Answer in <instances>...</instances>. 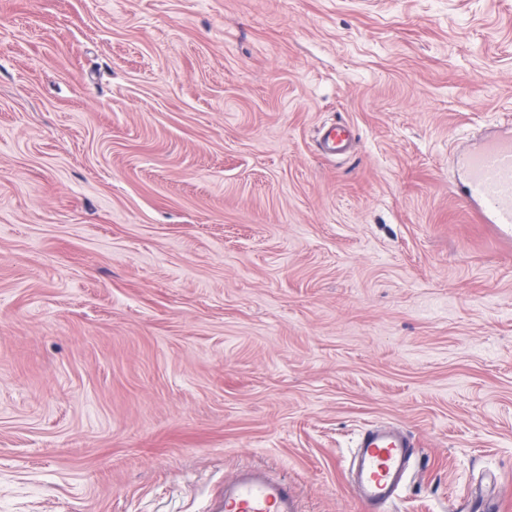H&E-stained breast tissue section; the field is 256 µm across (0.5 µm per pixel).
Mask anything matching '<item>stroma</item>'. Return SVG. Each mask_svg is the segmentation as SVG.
<instances>
[{
  "instance_id": "35a3bbf8",
  "label": "stroma",
  "mask_w": 512,
  "mask_h": 512,
  "mask_svg": "<svg viewBox=\"0 0 512 512\" xmlns=\"http://www.w3.org/2000/svg\"><path fill=\"white\" fill-rule=\"evenodd\" d=\"M348 121L353 152L325 157ZM512 0H0V512H207L261 465L365 512L512 487ZM354 139L351 125L337 122L322 129L319 137L320 150L328 156L344 154L350 149ZM464 196L482 224L512 233V135L487 140L462 160ZM415 448L391 425H372L358 441L347 482L367 512H386L402 487Z\"/></svg>"
}]
</instances>
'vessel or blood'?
I'll list each match as a JSON object with an SVG mask.
<instances>
[{"instance_id": "1", "label": "vessel or blood", "mask_w": 512, "mask_h": 512, "mask_svg": "<svg viewBox=\"0 0 512 512\" xmlns=\"http://www.w3.org/2000/svg\"><path fill=\"white\" fill-rule=\"evenodd\" d=\"M354 140L348 123L322 129L323 154L346 153ZM464 196L480 223L512 234V135L483 143L462 160ZM413 441L391 425H374L361 436L347 482L366 512H386L402 487L411 464ZM210 512H301L295 490L268 470L245 467L224 481V492Z\"/></svg>"}]
</instances>
